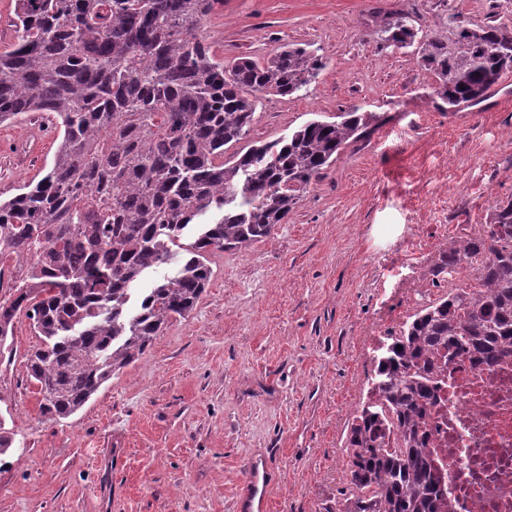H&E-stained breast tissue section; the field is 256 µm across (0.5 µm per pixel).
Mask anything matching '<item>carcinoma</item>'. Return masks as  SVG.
Wrapping results in <instances>:
<instances>
[{
    "instance_id": "1",
    "label": "carcinoma",
    "mask_w": 512,
    "mask_h": 512,
    "mask_svg": "<svg viewBox=\"0 0 512 512\" xmlns=\"http://www.w3.org/2000/svg\"><path fill=\"white\" fill-rule=\"evenodd\" d=\"M15 41L0 50V122L52 117L61 144L36 184L0 201V347L22 315L42 346L30 381L50 420L82 408L197 305L213 249L269 237L345 145L379 116L352 108L284 139L227 154L257 100L290 96L326 67L305 47L264 62L216 58L203 22L224 0H18ZM379 46H416L449 110L474 105L512 71V31L457 23L449 41L417 42L401 11L379 20ZM172 276L132 287L173 257ZM30 261L24 276L6 270ZM472 281L420 308L388 337L376 382L346 435L350 491L334 512H435L434 462L421 429L433 374L469 354L512 353V200L473 234L441 246L439 277ZM402 349H397V346Z\"/></svg>"
}]
</instances>
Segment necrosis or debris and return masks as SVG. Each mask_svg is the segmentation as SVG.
I'll use <instances>...</instances> for the list:
<instances>
[{
  "label": "necrosis or debris",
  "instance_id": "obj_1",
  "mask_svg": "<svg viewBox=\"0 0 512 512\" xmlns=\"http://www.w3.org/2000/svg\"><path fill=\"white\" fill-rule=\"evenodd\" d=\"M426 428L439 464V512H512V355L494 368L457 356Z\"/></svg>",
  "mask_w": 512,
  "mask_h": 512
}]
</instances>
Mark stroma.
Returning a JSON list of instances; mask_svg holds the SVG:
<instances>
[{"instance_id":"35a3bbf8","label":"stroma","mask_w":512,"mask_h":512,"mask_svg":"<svg viewBox=\"0 0 512 512\" xmlns=\"http://www.w3.org/2000/svg\"><path fill=\"white\" fill-rule=\"evenodd\" d=\"M395 8L428 39L448 18L512 28V0H224L202 34L225 62L288 44L326 68L291 96L265 95L237 150L349 107L379 115L272 235L215 250L194 310L73 416L46 420L26 371L40 344L17 317L0 351V419L13 440L0 512H235L246 467L266 457L269 512H331L348 493L347 426L390 333L466 281L430 275L444 241L512 200V98L487 112L436 108L412 48L378 47ZM56 130L0 124V199L38 181Z\"/></svg>"}]
</instances>
